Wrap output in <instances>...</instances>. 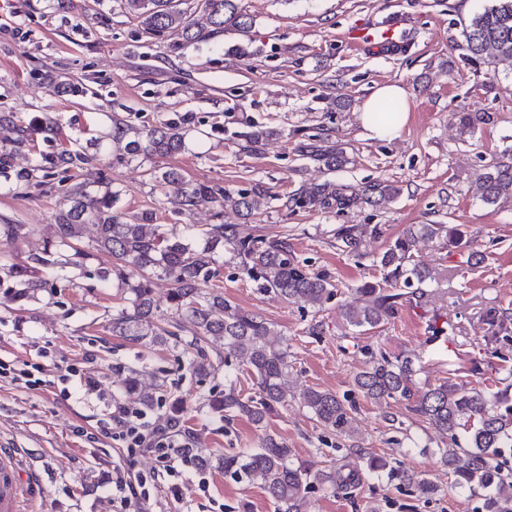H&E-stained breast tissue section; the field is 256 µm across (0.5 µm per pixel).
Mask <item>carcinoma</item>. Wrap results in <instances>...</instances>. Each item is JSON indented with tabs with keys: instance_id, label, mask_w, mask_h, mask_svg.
<instances>
[{
	"instance_id": "carcinoma-1",
	"label": "carcinoma",
	"mask_w": 512,
	"mask_h": 512,
	"mask_svg": "<svg viewBox=\"0 0 512 512\" xmlns=\"http://www.w3.org/2000/svg\"><path fill=\"white\" fill-rule=\"evenodd\" d=\"M127 12L137 18L149 34L178 31L186 42L205 39L224 30L242 34L251 27V18L239 8V0H203L202 15L194 20L176 0H123ZM461 49L467 61L480 60L493 65L512 59V0H490L483 11L464 25ZM401 111L395 100L383 101L375 109L373 120L395 121ZM188 116L176 117L149 128H136L122 119L112 127V143L123 145L131 158L144 160L173 157L185 149ZM16 137L9 150L0 149V176L12 178L24 189L48 186L49 178L75 168L90 165L96 156L80 150L63 148L44 157L43 164L22 172L12 170L13 153L29 145L30 133L15 128ZM275 135L254 126L239 132L240 150L258 153ZM298 156L309 161L322 174H329L350 163L342 145L324 136L310 137L297 145ZM165 203L171 212L185 215L209 205L216 224L200 229L205 245L192 246L184 237L157 223L156 213L129 215L118 208V195L107 191L90 195L80 187L63 192V208L56 216V239L23 263L9 267L8 275L21 290L13 300L21 301L48 287L40 275L46 267L70 264L96 255L106 258L96 269L101 282L120 284L128 293L129 305L112 316V333L152 346H164L170 340H184L190 354L192 371L205 377L212 368L206 347L221 341L224 353L235 356L252 378L253 394L244 396L231 385L224 395L209 400L213 412L229 418L244 415L254 424L263 425L279 407L288 403V344L282 334L261 316L244 310L224 298L215 256L230 247L239 266L257 288L272 292L288 302L313 308L322 306L335 295L330 277L308 270L297 260L288 240L268 241L242 235L239 225L224 223V201L229 200L247 221L271 198L260 183L235 194L224 187L195 182L176 168L153 173ZM481 201L495 206L512 201V157H503L485 166L479 175ZM400 189L384 181L362 186L338 184L324 179L300 187L288 199V206L303 210H335L344 213L365 204H379L399 194ZM92 224L96 235L84 245V228ZM34 232L30 224H0V244H15ZM380 234L376 225L346 224L338 238L355 254L361 251L366 236ZM448 238V247L466 248L468 242L457 229L445 224L407 226L377 260L381 279L367 281L355 288L357 297L342 305L345 324L360 332L376 329L394 318L403 304L424 308L429 302L427 286L434 276L427 265L416 259L421 239ZM171 281L169 302L178 313L170 322L160 314L153 294L156 279ZM418 370L412 360L380 351L370 359L354 379V388L372 402L388 422H395L391 402H406L410 411L421 416L442 437L448 439L438 449L439 462L448 469L451 487L480 494V512H512V468L501 458L512 455V369L488 385L468 387L448 377L434 384L419 386ZM142 404L151 406L157 389L138 388L135 377L127 380ZM302 405L312 418L343 440H352L355 429L352 413L355 405L348 397L328 391L308 389ZM218 467L237 479L256 483L264 489L276 512H305L307 494L313 484L323 482L336 494L350 495L365 480L376 479L411 487L420 497H429L439 486L407 468L397 458L374 454L352 447L345 463L319 477L311 476L303 463L294 460L288 446L275 435H267L262 447L245 456L226 454L218 457Z\"/></svg>"
}]
</instances>
